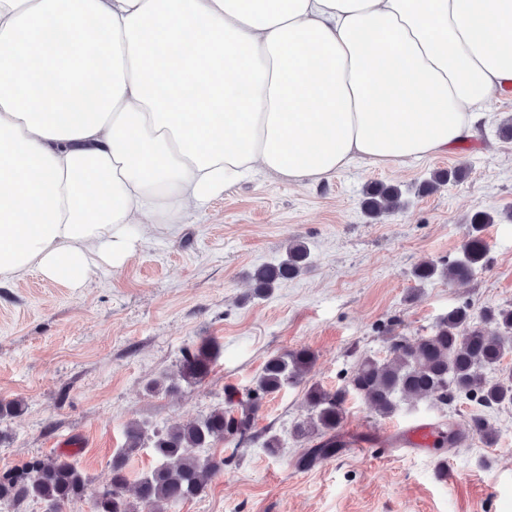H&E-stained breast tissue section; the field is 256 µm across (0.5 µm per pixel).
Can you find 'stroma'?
Here are the masks:
<instances>
[{
  "instance_id": "35a3bbf8",
  "label": "stroma",
  "mask_w": 512,
  "mask_h": 512,
  "mask_svg": "<svg viewBox=\"0 0 512 512\" xmlns=\"http://www.w3.org/2000/svg\"><path fill=\"white\" fill-rule=\"evenodd\" d=\"M488 110L467 143L423 160L358 165L304 185L259 175L83 287L35 273L1 284L0 401L22 407L0 419V472L66 454L94 489L108 482L128 424L153 431L198 419L223 406L226 388L252 389L273 354L308 348L307 384L333 390L361 358L384 356L388 336L428 335L459 307L512 306V139L497 133L512 96L496 95ZM457 167L461 181L416 193L434 171ZM373 181L400 185L404 207L368 217L361 201ZM478 211L495 217L483 231L485 268L464 282L417 281L422 260L459 256ZM295 240L310 250L309 269L256 296L249 273ZM205 338L220 347L208 377L155 389ZM481 412L494 445L469 431ZM309 417L302 387L267 397L255 429L279 436V454L240 448L205 492L166 512H512V406L485 411L459 396L383 417L352 396L336 455L305 469L297 459L311 442L295 428ZM420 420L461 437L423 454L399 445L398 433Z\"/></svg>"
}]
</instances>
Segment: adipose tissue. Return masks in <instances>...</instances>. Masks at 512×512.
Here are the masks:
<instances>
[{
    "mask_svg": "<svg viewBox=\"0 0 512 512\" xmlns=\"http://www.w3.org/2000/svg\"><path fill=\"white\" fill-rule=\"evenodd\" d=\"M508 84L512 0H0V281L81 287L261 173L447 152Z\"/></svg>",
    "mask_w": 512,
    "mask_h": 512,
    "instance_id": "obj_1",
    "label": "adipose tissue"
}]
</instances>
